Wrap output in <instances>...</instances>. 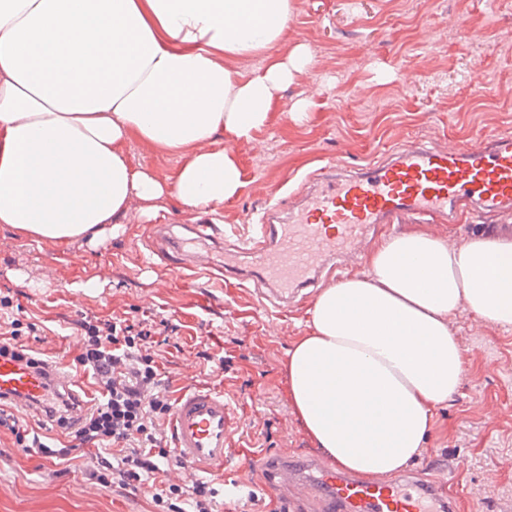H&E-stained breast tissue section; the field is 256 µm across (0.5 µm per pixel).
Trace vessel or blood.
Masks as SVG:
<instances>
[{"label": "vessel or blood", "mask_w": 512, "mask_h": 512, "mask_svg": "<svg viewBox=\"0 0 512 512\" xmlns=\"http://www.w3.org/2000/svg\"><path fill=\"white\" fill-rule=\"evenodd\" d=\"M505 208H512L511 139L486 137L453 149L413 141L343 176L334 165L323 166L288 208L268 206L237 252L249 261L247 279L275 308L284 309L335 268L339 258L356 257L365 237L380 225L451 224L462 215L479 223ZM186 230L184 239L171 235L165 225L156 234L162 247L175 248L172 264L211 273L207 255L195 246L215 241V225L190 224ZM48 382L66 391L74 379L59 369L47 380L0 357V393L25 401L43 395ZM226 414L218 389L179 395L172 442L190 475L223 478ZM266 488L284 502L291 490H298L316 512H460L457 491L438 486L423 473L379 479L340 472L316 457L281 458Z\"/></svg>", "instance_id": "b4317fda"}]
</instances>
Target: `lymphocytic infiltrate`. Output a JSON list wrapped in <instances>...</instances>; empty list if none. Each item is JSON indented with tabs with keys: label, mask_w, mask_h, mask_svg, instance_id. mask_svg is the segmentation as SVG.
<instances>
[{
	"label": "lymphocytic infiltrate",
	"mask_w": 512,
	"mask_h": 512,
	"mask_svg": "<svg viewBox=\"0 0 512 512\" xmlns=\"http://www.w3.org/2000/svg\"><path fill=\"white\" fill-rule=\"evenodd\" d=\"M75 328L82 340L76 361L92 372L101 397L79 413L71 398L51 390L35 401V409L62 434L97 449L100 478L138 488L160 512H216L219 491L209 481L174 484L164 470L175 459L165 428L173 402L157 389L162 361L178 334L177 324L168 318L136 321L85 316ZM41 340L35 323L17 317L13 296L1 295L0 357L42 370L45 361L35 348ZM1 426L10 431L18 447L36 448L61 460L71 454L70 447H52L38 428L8 411L2 401Z\"/></svg>",
	"instance_id": "f902f5d3"
}]
</instances>
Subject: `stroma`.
<instances>
[{"mask_svg":"<svg viewBox=\"0 0 512 512\" xmlns=\"http://www.w3.org/2000/svg\"><path fill=\"white\" fill-rule=\"evenodd\" d=\"M305 51L309 62L277 96L269 124L251 139L217 137L242 169L238 194L206 210L175 196L141 217L132 200L118 229L97 244L60 246L29 239L0 224V290L18 293L33 322L48 327L40 349L64 364L80 391L96 386L77 365L72 329L85 315L158 319L180 325V350L163 369L169 397L198 387L223 389L232 409L233 447L226 478L245 494L240 512L257 498L260 512H275L265 488L263 462L273 455L305 458L318 448L288 400L287 352L309 332L310 301L280 312L262 308L235 279L182 274L149 246L155 224H217L247 234L268 201L288 192L319 166L356 167L408 140L451 147L486 135L512 138V5L506 0H293L284 57ZM294 112L304 121L291 120ZM125 150L139 168L173 181L188 158L138 141ZM92 290H83L86 281ZM465 357L459 390L437 407L435 426L414 470L449 480L465 512H512V327L491 326L467 310L448 318ZM223 354L226 372L207 367L201 346ZM70 468L37 450L17 447L0 429V512H156L131 487L101 481L79 448ZM253 466L242 467L243 455Z\"/></svg>","mask_w":512,"mask_h":512,"instance_id":"stroma-1","label":"stroma"}]
</instances>
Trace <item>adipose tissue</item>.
I'll use <instances>...</instances> for the list:
<instances>
[{"mask_svg": "<svg viewBox=\"0 0 512 512\" xmlns=\"http://www.w3.org/2000/svg\"><path fill=\"white\" fill-rule=\"evenodd\" d=\"M291 12L292 0H0V224L94 244L132 199L172 190L200 210L235 197L240 164L213 139H250L307 64L268 55ZM131 139L189 151L175 182L135 167ZM366 266L318 293L288 352V396L337 466L387 476L421 453L463 382L449 316L512 327V241L455 247L411 229Z\"/></svg>", "mask_w": 512, "mask_h": 512, "instance_id": "1", "label": "adipose tissue"}]
</instances>
